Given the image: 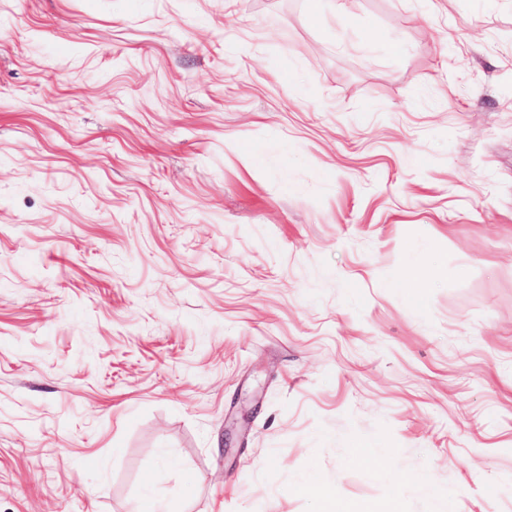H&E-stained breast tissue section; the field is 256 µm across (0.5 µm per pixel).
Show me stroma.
<instances>
[{"mask_svg":"<svg viewBox=\"0 0 512 512\" xmlns=\"http://www.w3.org/2000/svg\"><path fill=\"white\" fill-rule=\"evenodd\" d=\"M345 2L0 0V512H512V0ZM300 491L302 493L308 494L312 496L318 502V512H353V511H363V510H352L348 507H342L338 501L334 493L321 484H316L313 481H306L302 484Z\"/></svg>","mask_w":512,"mask_h":512,"instance_id":"obj_1","label":"stroma"}]
</instances>
